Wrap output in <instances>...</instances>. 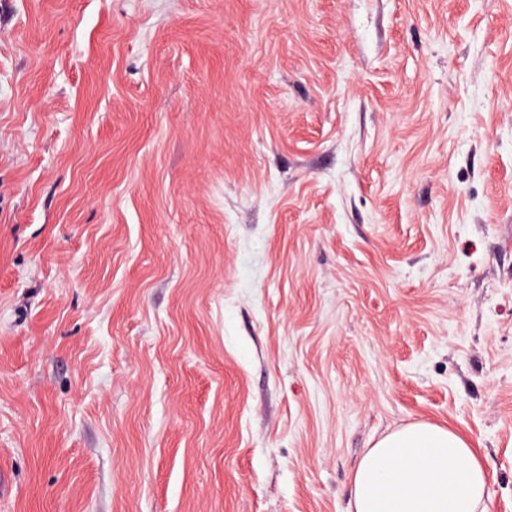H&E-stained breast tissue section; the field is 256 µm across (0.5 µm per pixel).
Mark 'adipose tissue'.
Segmentation results:
<instances>
[{"mask_svg": "<svg viewBox=\"0 0 512 512\" xmlns=\"http://www.w3.org/2000/svg\"><path fill=\"white\" fill-rule=\"evenodd\" d=\"M493 479L460 435L430 422L411 423L360 459L349 512H491Z\"/></svg>", "mask_w": 512, "mask_h": 512, "instance_id": "obj_1", "label": "adipose tissue"}]
</instances>
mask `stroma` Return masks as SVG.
Segmentation results:
<instances>
[{
    "label": "stroma",
    "mask_w": 512,
    "mask_h": 512,
    "mask_svg": "<svg viewBox=\"0 0 512 512\" xmlns=\"http://www.w3.org/2000/svg\"><path fill=\"white\" fill-rule=\"evenodd\" d=\"M415 422L512 512V0H0V512H348Z\"/></svg>",
    "instance_id": "1"
}]
</instances>
